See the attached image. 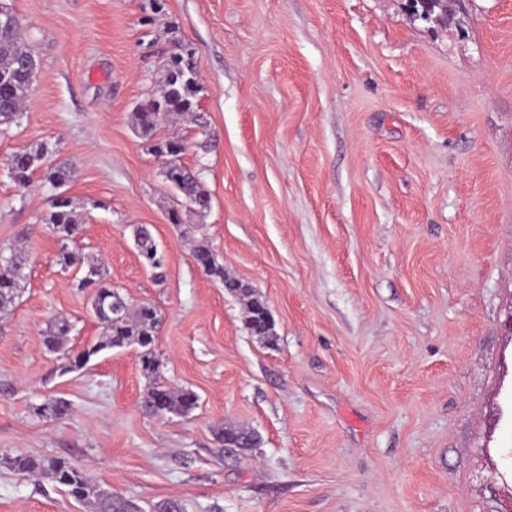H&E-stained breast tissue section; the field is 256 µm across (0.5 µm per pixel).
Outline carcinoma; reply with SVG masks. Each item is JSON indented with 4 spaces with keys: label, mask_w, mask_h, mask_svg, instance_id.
Here are the masks:
<instances>
[{
    "label": "carcinoma",
    "mask_w": 512,
    "mask_h": 512,
    "mask_svg": "<svg viewBox=\"0 0 512 512\" xmlns=\"http://www.w3.org/2000/svg\"><path fill=\"white\" fill-rule=\"evenodd\" d=\"M32 58L34 53L21 34L19 18L10 8H4L0 14V126L9 127L22 119V105L33 85L25 62ZM158 74L159 91L151 93L142 101L145 108L134 113L135 132L150 143L149 150L156 157L163 159L162 175L175 191L176 198L204 211L209 208L211 197L202 170H193L182 161L188 141L183 137H156L163 114L171 118L195 114L198 125L207 127L203 116L197 113L201 85L195 53L178 40H173L170 53L160 65ZM47 155L48 147L44 143L13 153L6 161L9 177L16 185L25 188L38 172L41 182L54 188L64 185L70 177V169L47 162ZM42 223L62 240L72 241L82 231L80 215L68 198L52 202ZM135 237L142 264L152 271L160 269L162 257L149 230L139 226ZM194 259L207 277L221 282L230 295L247 301L246 329L267 345H273L277 333L265 299L250 286L228 277L210 247H198ZM59 264L64 270L72 267L84 269L77 287L87 288L94 284L105 293V298H114L121 304L118 314L109 311L98 317L103 326L101 335L94 344L74 356L70 355L67 346L72 322L65 317H54L45 323L43 345L47 351L63 355V370H80L92 357L105 350L134 347L139 351L142 374L149 380L142 402L143 410L156 416L185 417L197 408L199 398L194 391L169 385L160 372L162 363L155 351L158 309L150 304H139L135 310H129V304L119 291L106 283L102 265L93 258L64 250ZM29 265L30 257L24 249L17 246L0 248V313H7L15 307ZM32 410L38 417L59 420L71 414V405L62 398H48L34 405ZM248 435L250 432L246 430L222 424L214 431L219 448L231 444L242 452L250 450L246 441ZM8 466L16 472L66 487L72 497L88 504L89 512H133L132 505L125 498L100 489L90 476L64 460L18 454L10 458Z\"/></svg>",
    "instance_id": "cac0c4a2"
}]
</instances>
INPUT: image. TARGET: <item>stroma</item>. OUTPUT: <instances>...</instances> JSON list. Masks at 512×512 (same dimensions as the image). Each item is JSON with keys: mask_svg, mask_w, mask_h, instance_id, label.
I'll use <instances>...</instances> for the list:
<instances>
[{"mask_svg": "<svg viewBox=\"0 0 512 512\" xmlns=\"http://www.w3.org/2000/svg\"><path fill=\"white\" fill-rule=\"evenodd\" d=\"M0 3L40 63L21 125L0 132V245L31 258L0 316V512H88L11 470L17 454L69 461L140 512H512V0H461L457 29L406 0H163L148 24L149 0ZM174 37L200 61L219 144L189 116L157 135L188 140L204 211L179 205L133 129ZM39 143L71 166L70 250L157 307L162 373L199 396L188 417L143 412L135 349L71 373L45 350L51 316L74 322L75 352L102 325L41 222L53 189L7 173ZM139 225L162 276L140 263ZM202 242L265 297L275 347L198 270ZM54 397L69 417L34 415ZM220 423L259 447L226 456Z\"/></svg>", "mask_w": 512, "mask_h": 512, "instance_id": "1", "label": "stroma"}]
</instances>
